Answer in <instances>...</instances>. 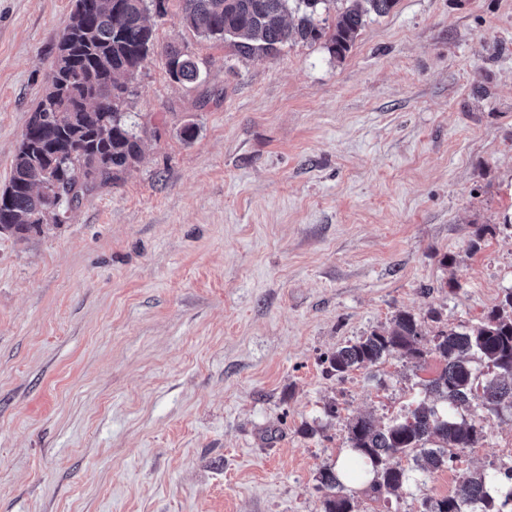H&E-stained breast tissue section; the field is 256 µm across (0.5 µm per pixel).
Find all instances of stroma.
<instances>
[{
	"instance_id": "1",
	"label": "stroma",
	"mask_w": 512,
	"mask_h": 512,
	"mask_svg": "<svg viewBox=\"0 0 512 512\" xmlns=\"http://www.w3.org/2000/svg\"><path fill=\"white\" fill-rule=\"evenodd\" d=\"M73 5L0 0V189ZM343 7L324 39L243 58L168 0L125 104L140 162L41 234H0V512H323L349 421L405 415L444 367L339 377L327 357L400 311L429 337L477 325L512 288V0H397L339 59ZM170 45L202 82L170 79ZM473 414L448 468L380 499L351 485L360 512L511 466L512 414Z\"/></svg>"
}]
</instances>
